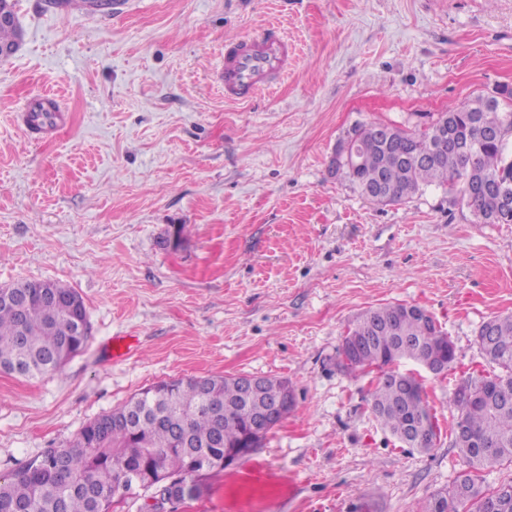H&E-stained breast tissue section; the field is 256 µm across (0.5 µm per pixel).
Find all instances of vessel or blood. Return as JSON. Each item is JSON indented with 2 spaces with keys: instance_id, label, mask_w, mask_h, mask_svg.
I'll return each instance as SVG.
<instances>
[{
  "instance_id": "obj_1",
  "label": "vessel or blood",
  "mask_w": 512,
  "mask_h": 512,
  "mask_svg": "<svg viewBox=\"0 0 512 512\" xmlns=\"http://www.w3.org/2000/svg\"><path fill=\"white\" fill-rule=\"evenodd\" d=\"M292 57L291 46L275 29L226 42L219 75L225 99L253 98L287 70Z\"/></svg>"
}]
</instances>
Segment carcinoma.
<instances>
[{"label":"carcinoma","instance_id":"carcinoma-1","mask_svg":"<svg viewBox=\"0 0 512 512\" xmlns=\"http://www.w3.org/2000/svg\"><path fill=\"white\" fill-rule=\"evenodd\" d=\"M0 54L10 55L21 36L13 3L0 0ZM346 140L360 145L358 163L341 177L362 196L381 204H402L423 187L446 186L453 202L466 204L484 224H511L497 194L469 192L466 184L512 174V89L499 87L440 112L414 129L374 123L353 128ZM22 299L0 298V369L24 377L56 372L82 351L89 338L84 302L59 281H28L17 289ZM360 337L358 356L340 360L347 372L374 367L388 375L398 362L420 363L439 352L453 363L445 335L432 316L394 303L363 311L347 332ZM477 342L498 371L469 376L456 385L452 401L470 442H455L463 469L447 490L435 493L426 512H512V482L490 490L484 469L512 463V315L490 319ZM203 393L196 378L160 380L119 408L88 422L66 448H51L0 475V512H102L115 498H150L148 489L167 472L178 476L167 493L180 503L198 499L202 479L224 470V454L247 446L259 406L279 400L293 385L270 378L258 397L245 394L232 376L211 377ZM370 408L396 439L430 450L437 424L419 380L379 383ZM498 441L491 457L479 459L478 441Z\"/></svg>","mask_w":512,"mask_h":512}]
</instances>
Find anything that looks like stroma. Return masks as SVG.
<instances>
[{"label":"stroma","instance_id":"stroma-1","mask_svg":"<svg viewBox=\"0 0 512 512\" xmlns=\"http://www.w3.org/2000/svg\"><path fill=\"white\" fill-rule=\"evenodd\" d=\"M13 3L0 287L70 284L91 337L57 373L0 371V474L158 380L250 374L291 381L293 411L176 512H425L462 469L452 397L489 367L477 330L512 314V224L480 223L442 186L374 203L331 159L356 126L411 129L512 88V0ZM270 27L295 48L287 72L225 101V41ZM48 93L67 123L38 142L15 115ZM387 303L425 309L454 345L447 376L418 373L440 428L427 453L375 420V373L338 365L358 315Z\"/></svg>","mask_w":512,"mask_h":512}]
</instances>
